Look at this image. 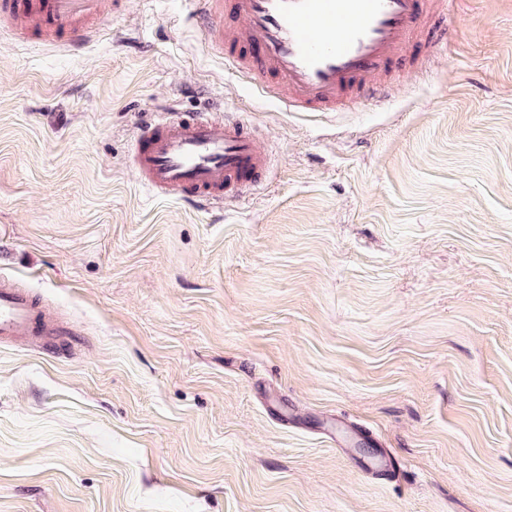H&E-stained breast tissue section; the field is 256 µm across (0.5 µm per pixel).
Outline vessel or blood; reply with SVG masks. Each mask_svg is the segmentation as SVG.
Here are the masks:
<instances>
[{"instance_id": "vessel-or-blood-1", "label": "vessel or blood", "mask_w": 512, "mask_h": 512, "mask_svg": "<svg viewBox=\"0 0 512 512\" xmlns=\"http://www.w3.org/2000/svg\"><path fill=\"white\" fill-rule=\"evenodd\" d=\"M104 0H0V26L17 38L77 48L102 20ZM423 0H202L209 45L288 110L317 111L357 97H387L384 76L411 42ZM133 170L158 195L220 204L266 176L250 129L206 112H156L134 134ZM37 303L0 281V339L56 335Z\"/></svg>"}]
</instances>
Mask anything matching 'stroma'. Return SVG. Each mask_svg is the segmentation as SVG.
Instances as JSON below:
<instances>
[{
  "mask_svg": "<svg viewBox=\"0 0 512 512\" xmlns=\"http://www.w3.org/2000/svg\"><path fill=\"white\" fill-rule=\"evenodd\" d=\"M196 0L79 50L0 28V512H512V0H427L386 104L289 112ZM270 159L223 207L131 168L148 112ZM57 326L48 323L37 303L4 280L0 281V339H40L56 336Z\"/></svg>",
  "mask_w": 512,
  "mask_h": 512,
  "instance_id": "stroma-1",
  "label": "stroma"
}]
</instances>
